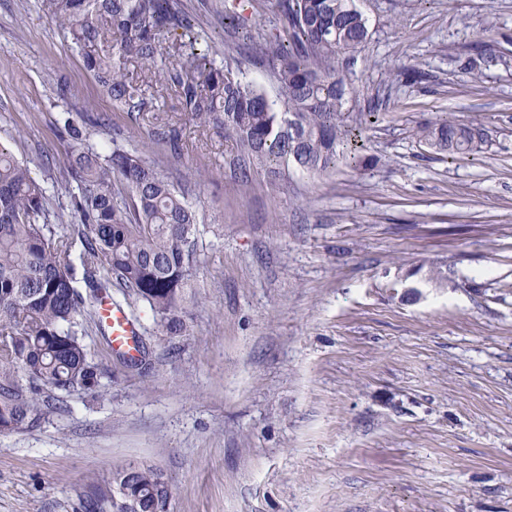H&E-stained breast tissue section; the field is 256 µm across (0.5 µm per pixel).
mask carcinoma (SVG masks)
Returning <instances> with one entry per match:
<instances>
[{
	"label": "carcinoma",
	"mask_w": 512,
	"mask_h": 512,
	"mask_svg": "<svg viewBox=\"0 0 512 512\" xmlns=\"http://www.w3.org/2000/svg\"><path fill=\"white\" fill-rule=\"evenodd\" d=\"M45 10L71 38L85 68L112 100L139 109L148 80L128 78L130 57L180 90L185 111L224 131L241 161L239 178L291 169L324 175L356 154L374 112H352L339 62L367 42L368 20L357 0H278L287 36H259L230 63L210 51L179 0H46ZM246 27L237 0H224V30ZM262 68L276 96L247 76ZM67 176L75 183V224H52L48 186L0 145V434L40 427L76 394L99 395L106 374L86 338L110 337L98 303L142 302L169 336L189 335L184 290L191 287L203 229L196 208L135 149L102 154L89 148L70 119ZM429 148L477 152L481 130L442 120L416 131ZM170 488L148 464L121 468L93 485L81 512H167Z\"/></svg>",
	"instance_id": "1"
}]
</instances>
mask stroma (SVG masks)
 <instances>
[{
    "label": "stroma",
    "instance_id": "1",
    "mask_svg": "<svg viewBox=\"0 0 512 512\" xmlns=\"http://www.w3.org/2000/svg\"><path fill=\"white\" fill-rule=\"evenodd\" d=\"M181 3L216 54L245 50L224 0ZM360 7L371 35L341 71L352 108L378 112L367 166L246 186L166 83L116 106L42 0H0V143L54 186L59 223L68 117L94 147H137L209 229L191 335L139 308V370L89 336L102 394L0 434V512H79L140 461L169 512H512V0ZM445 118L483 129L482 149L418 141Z\"/></svg>",
    "mask_w": 512,
    "mask_h": 512
}]
</instances>
